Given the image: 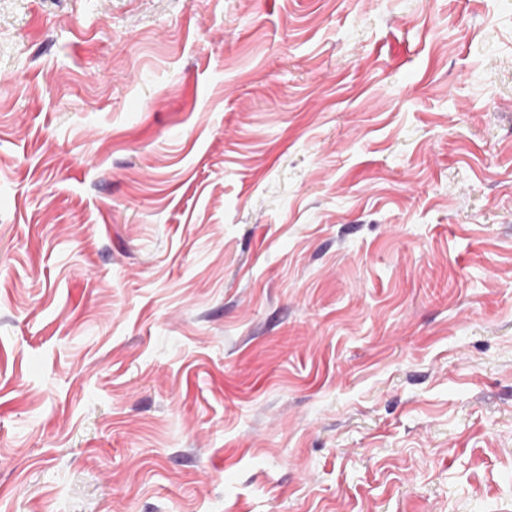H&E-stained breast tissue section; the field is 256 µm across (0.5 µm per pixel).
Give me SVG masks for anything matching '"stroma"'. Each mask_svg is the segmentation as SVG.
<instances>
[{
	"mask_svg": "<svg viewBox=\"0 0 512 512\" xmlns=\"http://www.w3.org/2000/svg\"><path fill=\"white\" fill-rule=\"evenodd\" d=\"M0 512H512V0H0Z\"/></svg>",
	"mask_w": 512,
	"mask_h": 512,
	"instance_id": "stroma-1",
	"label": "stroma"
}]
</instances>
